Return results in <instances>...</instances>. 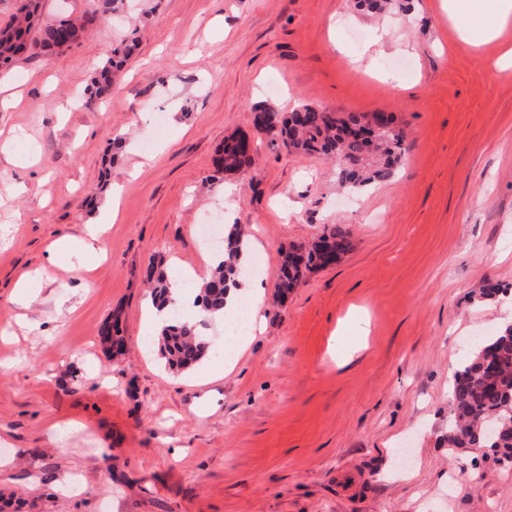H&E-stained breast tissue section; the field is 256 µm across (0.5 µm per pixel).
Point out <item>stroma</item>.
<instances>
[{
    "instance_id": "35a3bbf8",
    "label": "stroma",
    "mask_w": 512,
    "mask_h": 512,
    "mask_svg": "<svg viewBox=\"0 0 512 512\" xmlns=\"http://www.w3.org/2000/svg\"><path fill=\"white\" fill-rule=\"evenodd\" d=\"M511 44L462 42L441 0H121L79 44L0 67L21 98L0 107V512H512V466L444 441L451 371L501 326L482 291L512 288V70L491 71ZM262 102L390 115L405 156L349 193L334 161L270 145ZM234 135L255 164L226 173ZM116 186L106 258L42 280ZM214 209L249 228L270 304L238 357L172 370L147 346L148 267L204 277ZM336 225L350 251L273 305L285 251ZM134 35L124 43L122 48L116 51V59L98 69L92 85V93L95 97L105 98L112 94L114 69L120 68L121 59L129 57L138 46L137 37Z\"/></svg>"
}]
</instances>
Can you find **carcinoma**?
<instances>
[{"label": "carcinoma", "mask_w": 512, "mask_h": 512, "mask_svg": "<svg viewBox=\"0 0 512 512\" xmlns=\"http://www.w3.org/2000/svg\"><path fill=\"white\" fill-rule=\"evenodd\" d=\"M94 8L77 19L64 18L39 23L41 0H24L12 20L0 27V63L22 53L49 54L79 42L96 20L114 10L115 0H93ZM137 47V37L128 39L116 51V59L98 69L92 93L98 98L112 94L114 70ZM262 131L274 147L282 144L296 154L328 156L336 159L339 184L358 192L390 178L404 155L403 136L381 132L375 140L347 136L352 126L367 121L364 115L338 116L324 108L303 104L291 112L262 105ZM226 171H241L252 164V156L223 149L218 160ZM330 241L344 254L351 248L350 233L339 226L329 228L305 247L286 253L280 268L277 295L285 300L306 274L326 266L322 248ZM247 250V234L234 227L220 253L221 261L199 288L196 306L210 315H224L227 291L240 285L246 268L239 253ZM151 296L162 305L167 302L169 277L162 264L151 267ZM160 359L168 367L189 370L207 357L204 336L190 320L169 321L155 341ZM453 424L445 442L451 450L489 448L506 460L512 459V323L492 335L482 337L457 371L451 390Z\"/></svg>", "instance_id": "carcinoma-1"}]
</instances>
